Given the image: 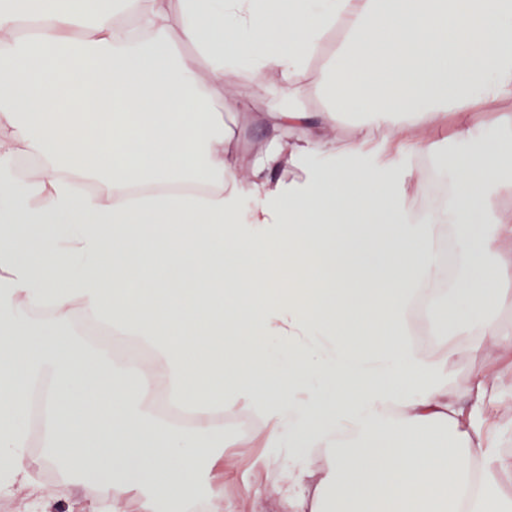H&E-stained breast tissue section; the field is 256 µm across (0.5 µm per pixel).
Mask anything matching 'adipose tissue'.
<instances>
[{"label": "adipose tissue", "mask_w": 512, "mask_h": 512, "mask_svg": "<svg viewBox=\"0 0 512 512\" xmlns=\"http://www.w3.org/2000/svg\"><path fill=\"white\" fill-rule=\"evenodd\" d=\"M338 27L326 109L279 102L241 171L225 87L243 72L261 91L271 74L293 83ZM506 97L512 0H0V473L30 481L36 433L77 486L105 465L110 498L177 508L224 452L218 413L246 403L265 447L332 451L325 477L290 474L312 486L296 512H512L491 494L512 472L493 423L512 360L462 392L448 376L485 342L512 345ZM477 108L494 110L492 131L467 122ZM342 112L368 117L343 150ZM449 122L451 204L425 222L420 159ZM289 165L300 177H278ZM449 224L466 272L429 303L446 336L424 352L405 312L440 280ZM80 318L146 350L156 378L97 348L107 377L89 398L85 356L63 342ZM158 384L191 425L158 429ZM134 458L150 471L131 483Z\"/></svg>", "instance_id": "adipose-tissue-1"}]
</instances>
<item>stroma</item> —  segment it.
I'll return each instance as SVG.
<instances>
[{"mask_svg":"<svg viewBox=\"0 0 512 512\" xmlns=\"http://www.w3.org/2000/svg\"><path fill=\"white\" fill-rule=\"evenodd\" d=\"M339 32L330 33L306 71L299 77L295 89L304 110L320 112L326 102L317 90V82L336 56L341 41ZM237 96L227 104L233 114L224 130L227 142L237 157L241 169H248L253 157L267 147L272 132L267 116L274 109L271 96L256 93L246 76L236 79ZM512 357V351L496 343H486L475 353L456 358L448 367L451 380L458 388H466L478 371L496 368ZM239 415L252 419L253 431L246 436L234 431L224 433V495L214 498L216 512H293L285 495L290 472L307 469L324 475L329 469V449L311 451L307 448H262L258 445L263 423L259 410L242 407ZM53 503L58 512L73 506L74 512H142L140 498L130 496L110 501L108 495L94 498L74 489L64 477L52 484L38 485L36 491L15 487L0 492V512H43L45 503Z\"/></svg>","mask_w":512,"mask_h":512,"instance_id":"1","label":"stroma"}]
</instances>
